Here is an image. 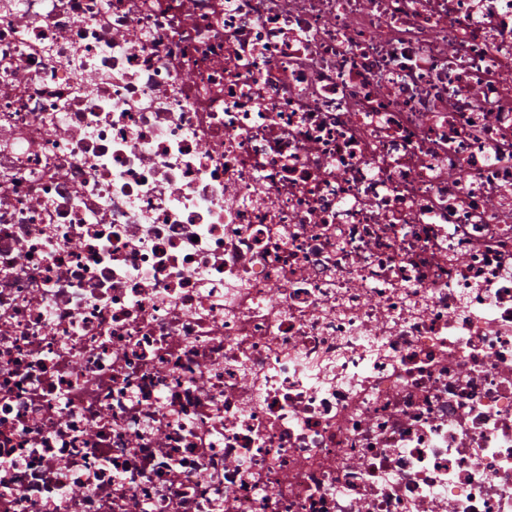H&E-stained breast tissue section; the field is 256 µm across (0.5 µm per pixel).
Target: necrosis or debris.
<instances>
[{
	"mask_svg": "<svg viewBox=\"0 0 512 512\" xmlns=\"http://www.w3.org/2000/svg\"><path fill=\"white\" fill-rule=\"evenodd\" d=\"M0 512H512V0H0Z\"/></svg>",
	"mask_w": 512,
	"mask_h": 512,
	"instance_id": "necrosis-or-debris-1",
	"label": "necrosis or debris"
}]
</instances>
